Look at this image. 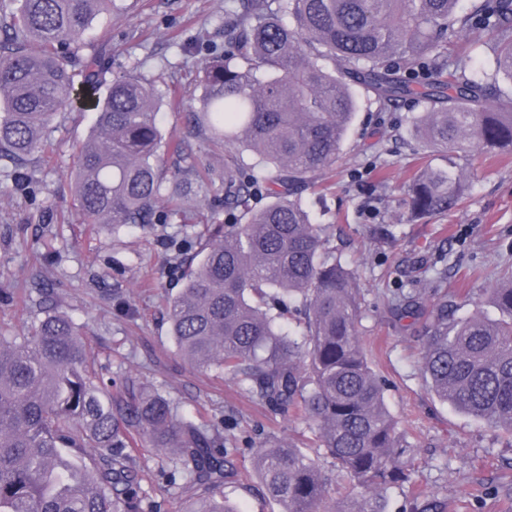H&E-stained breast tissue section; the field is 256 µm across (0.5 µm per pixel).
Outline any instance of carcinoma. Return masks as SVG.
<instances>
[{
  "label": "carcinoma",
  "mask_w": 512,
  "mask_h": 512,
  "mask_svg": "<svg viewBox=\"0 0 512 512\" xmlns=\"http://www.w3.org/2000/svg\"><path fill=\"white\" fill-rule=\"evenodd\" d=\"M228 46L207 53L194 126L210 139L257 155L224 170V201L245 222L207 228L169 301L178 353L196 369L230 375L276 412L293 411L318 447L354 484L329 512H385L384 493L410 481V445L387 410L381 380L360 343L362 297L353 270L329 248L303 193L340 153L358 100L354 87L388 105L414 98L412 130L448 151L443 168L416 175L409 214L455 209L476 152L512 150V0H231ZM115 0H17L0 45V155L37 152L61 110L76 103L75 78L96 112L82 147L74 196L84 222L115 231L183 217L194 180L181 168L165 182L162 149L183 156L159 126L154 90L132 72L98 95L109 60L101 50L80 70L70 59ZM475 30L495 33L490 68H448V48ZM271 201L254 209L250 200ZM298 304L301 334L284 328L268 301ZM498 319L455 317L467 300L400 293L391 312L423 320L421 371L443 402L512 432V268L492 291ZM169 453V480L193 491L182 512H238L224 494V438L180 415L163 395L99 396L88 345L74 320L35 316L21 336L0 332V512H160L142 487L135 437ZM267 497L283 512H323L330 478L290 441L269 436L252 459Z\"/></svg>",
  "instance_id": "obj_1"
}]
</instances>
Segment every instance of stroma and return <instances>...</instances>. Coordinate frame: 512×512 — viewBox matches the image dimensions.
<instances>
[{
	"label": "stroma",
	"instance_id": "1",
	"mask_svg": "<svg viewBox=\"0 0 512 512\" xmlns=\"http://www.w3.org/2000/svg\"><path fill=\"white\" fill-rule=\"evenodd\" d=\"M224 2L116 0L112 13L86 32L88 48L110 57L111 74L131 71L153 86L164 133L185 139L190 159L216 181L187 200V222L93 230L74 201L70 174L96 114L86 107L59 112L39 152L22 166L34 177L31 187L16 185L14 163L0 158V330L22 334L42 308L68 313L88 341L89 368L104 395L151 389L179 414L220 432L235 470L224 491L241 512H281L249 475L250 446L272 434L293 440L320 464L331 478L329 502L340 503L350 482L314 449L305 423L273 412L232 377L197 371L170 336L168 302L182 287L183 263L195 257L207 225L241 219L224 203L221 177L230 150L191 129L204 59L197 47H223ZM357 97L336 163L304 199L337 256L356 273L365 297L363 347L384 383L388 410L409 433L411 482L388 491L386 512H417L421 493L444 501L445 512H512V435L429 391L419 364L421 325L398 319L387 305L402 290L417 289L427 299L445 288L496 317L486 298L501 269L512 265V152L478 155L468 168L472 185L456 209L411 220L405 185L424 168L445 165L444 155L411 135L409 119L422 110L417 101L381 108L365 90ZM381 226L389 237L373 238ZM136 455L157 476L146 483L148 494L162 512H178L183 490L159 478L168 457L148 447Z\"/></svg>",
	"mask_w": 512,
	"mask_h": 512
}]
</instances>
